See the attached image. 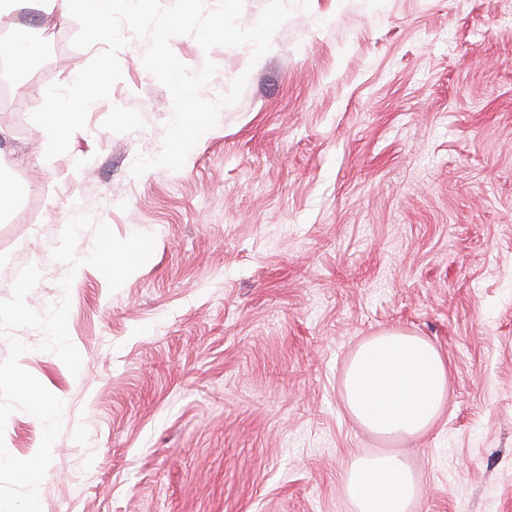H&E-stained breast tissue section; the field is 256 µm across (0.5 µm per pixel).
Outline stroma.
<instances>
[{"mask_svg": "<svg viewBox=\"0 0 512 512\" xmlns=\"http://www.w3.org/2000/svg\"><path fill=\"white\" fill-rule=\"evenodd\" d=\"M270 51L203 52L172 39L192 71L240 74L182 169L140 178L172 117L143 66L85 129L44 157L34 93L0 99V169L16 183L0 214V300L27 264L39 311L69 295L71 374L25 327L21 366L64 402L39 494L42 512H356L341 474L355 458L403 456L414 512H512V0H286ZM77 22L49 31L32 82L81 98L94 56ZM88 213L118 237L154 234L151 259L115 292L90 266L62 291L52 250ZM431 340L448 397L415 437L369 431L344 381L365 340ZM42 426L18 411L5 445L32 457Z\"/></svg>", "mask_w": 512, "mask_h": 512, "instance_id": "1", "label": "stroma"}]
</instances>
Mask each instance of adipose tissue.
I'll return each mask as SVG.
<instances>
[{"instance_id": "obj_1", "label": "adipose tissue", "mask_w": 512, "mask_h": 512, "mask_svg": "<svg viewBox=\"0 0 512 512\" xmlns=\"http://www.w3.org/2000/svg\"><path fill=\"white\" fill-rule=\"evenodd\" d=\"M142 0H0V19H10L0 53L12 62H35L46 45L49 24L75 16L86 19L84 37L110 36L116 7L137 14ZM45 109L34 126L43 152L53 151L73 133V117L83 100L53 86L36 89ZM346 402L350 413L370 431L395 437L423 434L439 415L448 394V367L426 338L390 331L363 342L348 366ZM342 484L357 512H410L418 488L404 458L385 454L347 464Z\"/></svg>"}]
</instances>
